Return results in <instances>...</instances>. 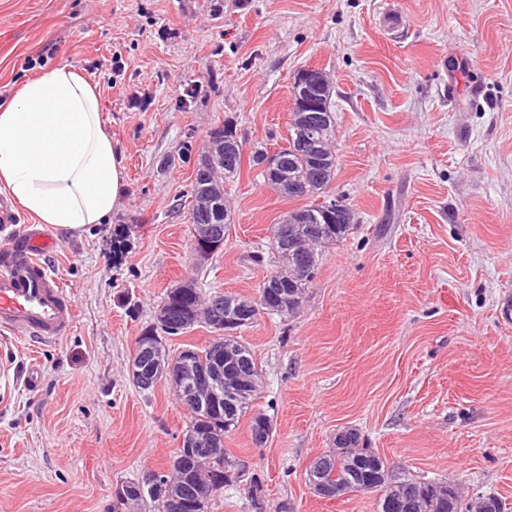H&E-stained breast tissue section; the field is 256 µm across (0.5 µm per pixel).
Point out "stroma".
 <instances>
[{
	"label": "stroma",
	"instance_id": "35a3bbf8",
	"mask_svg": "<svg viewBox=\"0 0 512 512\" xmlns=\"http://www.w3.org/2000/svg\"><path fill=\"white\" fill-rule=\"evenodd\" d=\"M61 63L100 90L125 193L107 223L56 234L70 333L0 336V512H114L167 468L189 415L168 383L134 386L135 341L184 281L255 297L250 255L298 206L242 167L224 248L197 261L184 202L202 145L227 122L245 149L282 144L311 66L333 80L326 192L354 225L298 314L239 329L271 431L225 437L246 478L209 512H376V494L308 485L348 431L397 474L512 512V0H0V100Z\"/></svg>",
	"mask_w": 512,
	"mask_h": 512
}]
</instances>
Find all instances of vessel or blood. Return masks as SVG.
<instances>
[{
    "instance_id": "vessel-or-blood-1",
    "label": "vessel or blood",
    "mask_w": 512,
    "mask_h": 512,
    "mask_svg": "<svg viewBox=\"0 0 512 512\" xmlns=\"http://www.w3.org/2000/svg\"><path fill=\"white\" fill-rule=\"evenodd\" d=\"M57 249L55 235L39 224L0 249L1 332L48 342L71 330L73 304L48 264Z\"/></svg>"
}]
</instances>
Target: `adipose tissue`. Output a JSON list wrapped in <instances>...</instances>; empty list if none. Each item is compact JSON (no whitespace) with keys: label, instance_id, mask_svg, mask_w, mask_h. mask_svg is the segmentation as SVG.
Instances as JSON below:
<instances>
[{"label":"adipose tissue","instance_id":"obj_1","mask_svg":"<svg viewBox=\"0 0 512 512\" xmlns=\"http://www.w3.org/2000/svg\"><path fill=\"white\" fill-rule=\"evenodd\" d=\"M101 112L98 86L69 65L25 82L0 103V193L68 233L109 220L125 182Z\"/></svg>","mask_w":512,"mask_h":512}]
</instances>
